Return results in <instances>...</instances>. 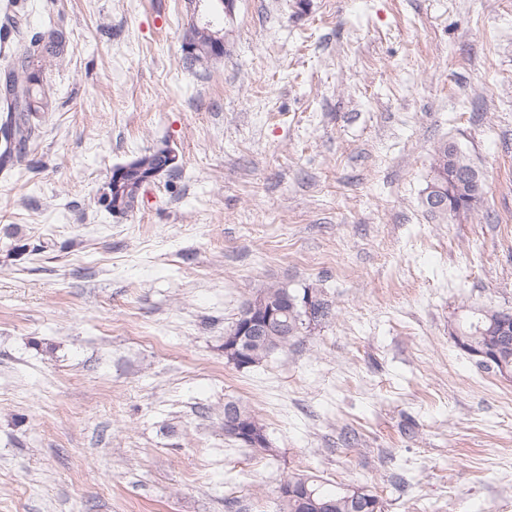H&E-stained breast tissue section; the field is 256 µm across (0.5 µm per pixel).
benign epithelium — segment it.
<instances>
[{"label": "benign epithelium", "mask_w": 512, "mask_h": 512, "mask_svg": "<svg viewBox=\"0 0 512 512\" xmlns=\"http://www.w3.org/2000/svg\"><path fill=\"white\" fill-rule=\"evenodd\" d=\"M195 21L186 34L182 51L186 62L196 63L202 54L214 61L224 56V35L220 32L209 33L206 41H201L197 31L210 25V10L218 8L230 11L233 0H188ZM154 167L144 170L133 159L112 169V188L118 198L139 204L147 188L158 183L167 173L178 166L177 154L168 146L155 150ZM316 303L312 294H299L289 302L279 306L268 305L263 296L259 295L245 307L232 330L224 335V357L239 369L254 366L248 344L272 332L280 326V316L285 309L292 307L307 317ZM453 340L479 366L493 367L497 354L488 348L468 345L457 329H452ZM224 433L245 448H265L269 441L265 431L246 419L235 405L230 404L224 412Z\"/></svg>", "instance_id": "obj_1"}]
</instances>
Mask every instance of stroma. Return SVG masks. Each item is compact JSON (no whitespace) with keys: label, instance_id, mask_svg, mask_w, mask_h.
Returning a JSON list of instances; mask_svg holds the SVG:
<instances>
[{"label":"stroma","instance_id":"35a3bbf8","mask_svg":"<svg viewBox=\"0 0 512 512\" xmlns=\"http://www.w3.org/2000/svg\"><path fill=\"white\" fill-rule=\"evenodd\" d=\"M59 108L0 172V512H277L292 473L382 512H512V379L451 330L512 311V0H234L185 62L186 0H57ZM448 141L483 174L422 203ZM168 144L173 188L97 196ZM273 281L333 316L240 370L224 335ZM255 410L269 450L224 436ZM468 170L477 176V182L481 185V192L472 193L468 190L467 185L462 189H454L448 193V176L454 178L456 171ZM433 185L439 188L441 194L448 200L447 209L434 210L429 203V194L426 191ZM484 180L481 173L471 164L469 159L453 144L448 142H440L432 149L430 159V179L424 191L423 204L427 211L441 219L447 218L448 215L467 214L475 210L483 199Z\"/></svg>","mask_w":512,"mask_h":512}]
</instances>
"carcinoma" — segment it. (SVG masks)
I'll list each match as a JSON object with an SVG mask.
<instances>
[{
  "label": "carcinoma",
  "instance_id": "carcinoma-1",
  "mask_svg": "<svg viewBox=\"0 0 512 512\" xmlns=\"http://www.w3.org/2000/svg\"><path fill=\"white\" fill-rule=\"evenodd\" d=\"M3 30L14 33L18 40L27 41L29 45L22 53L14 55L0 81V172L30 166L29 143L40 136L43 122L56 108L55 92L46 81L45 71L59 62L63 53L61 44L49 45L52 37L61 32L53 29L30 32L11 6L3 13ZM461 170L472 172L477 176V182L484 183L481 173L455 145L440 142L433 147L428 185L442 190L448 206L444 210H435L430 206L429 195H424L423 204L431 215L444 219L470 213L479 206L484 192L472 193L466 186L448 190V178ZM311 291L317 298L313 320L318 324L332 317V309L322 291L314 286ZM500 314V310L491 307L472 309L459 325L465 340L476 346L486 344L499 332ZM285 322L284 332L265 336L253 344L252 356L257 363L296 345L309 331L307 319L292 311L288 312ZM283 483L307 494L308 505L302 511L293 500L280 498L278 512H381L378 496L369 489L363 498L355 501L347 498L345 489H329L314 476L290 474Z\"/></svg>",
  "mask_w": 512,
  "mask_h": 512
}]
</instances>
